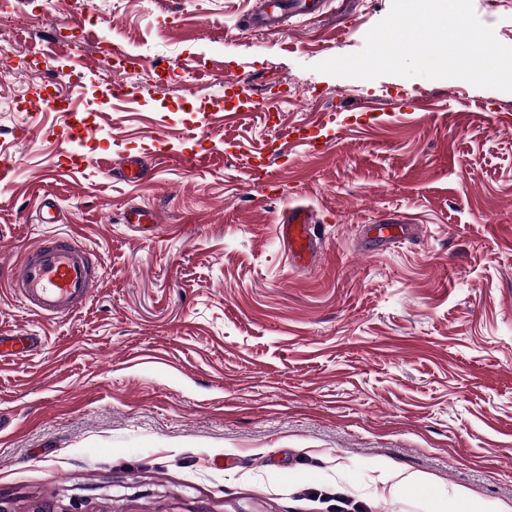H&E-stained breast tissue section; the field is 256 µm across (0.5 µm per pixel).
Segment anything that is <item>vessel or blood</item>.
Here are the masks:
<instances>
[{"instance_id": "b4317fda", "label": "vessel or blood", "mask_w": 512, "mask_h": 512, "mask_svg": "<svg viewBox=\"0 0 512 512\" xmlns=\"http://www.w3.org/2000/svg\"><path fill=\"white\" fill-rule=\"evenodd\" d=\"M326 6V0H264L256 20L267 25L285 14H319ZM120 174L131 183L144 181L145 157L126 156ZM279 236L295 265L309 263L315 239L308 209L287 207L279 224ZM98 269L96 253L76 231L70 230L29 247L17 271L10 275L9 284L27 310L41 319L53 320L77 312L91 300L99 283ZM41 342V337L29 333L0 335V358L29 353Z\"/></svg>"}]
</instances>
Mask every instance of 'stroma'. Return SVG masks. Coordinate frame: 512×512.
<instances>
[{
    "label": "stroma",
    "mask_w": 512,
    "mask_h": 512,
    "mask_svg": "<svg viewBox=\"0 0 512 512\" xmlns=\"http://www.w3.org/2000/svg\"><path fill=\"white\" fill-rule=\"evenodd\" d=\"M92 2L24 0L8 31L53 59L40 81L63 106L11 112L37 90L20 70L0 85V270L66 224L103 281L50 323L0 284V332L43 338L0 358V507L512 508V92L315 71L361 51L392 0L274 31L251 27L256 0ZM472 3L512 45V0ZM125 152L149 182L109 176ZM46 195L61 224L39 223ZM141 204L154 228L123 223ZM297 205L315 220L300 268L276 229ZM383 217L411 236L364 237ZM382 464L424 483L392 488Z\"/></svg>",
    "instance_id": "35a3bbf8"
}]
</instances>
